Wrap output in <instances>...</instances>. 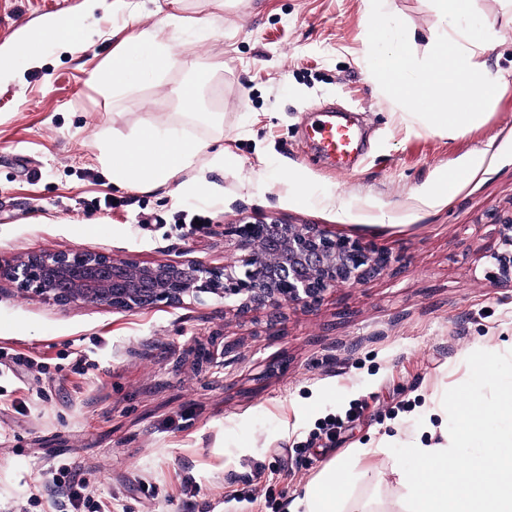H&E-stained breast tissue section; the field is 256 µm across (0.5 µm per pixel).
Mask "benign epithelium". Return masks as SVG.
Wrapping results in <instances>:
<instances>
[{
	"label": "benign epithelium",
	"mask_w": 512,
	"mask_h": 512,
	"mask_svg": "<svg viewBox=\"0 0 512 512\" xmlns=\"http://www.w3.org/2000/svg\"><path fill=\"white\" fill-rule=\"evenodd\" d=\"M242 252L241 264L201 260L143 262L93 249L49 251L0 264V280L28 297L60 306L83 304L136 312L158 303L180 305L210 294L239 318L268 308L313 309L339 287L383 275L391 256L319 224H287L269 215L224 227ZM498 279L512 285V216L499 223Z\"/></svg>",
	"instance_id": "1"
}]
</instances>
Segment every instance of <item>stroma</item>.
<instances>
[{"label": "stroma", "instance_id": "stroma-1", "mask_svg": "<svg viewBox=\"0 0 512 512\" xmlns=\"http://www.w3.org/2000/svg\"><path fill=\"white\" fill-rule=\"evenodd\" d=\"M99 12L97 36L75 51L48 48L41 67L0 82V262L88 248L145 262L237 263L224 227L267 215L389 251L391 270L341 287L315 309H262L237 318L205 295L138 312L27 298L0 283V348L37 357L0 380V512H49L57 458L86 472L110 512H297L333 460L357 473L344 512H403L391 445L428 447L448 428L444 393L469 376L476 350L512 351V288L492 255L512 215V90L483 124L457 136L411 127L364 62L362 0H131ZM501 41L486 56L512 71V23L499 0H474ZM84 0H0V46L23 27L81 13ZM415 30L414 56L438 34L431 0H388ZM187 63L113 85L98 75L127 37L168 15ZM208 79L196 102L218 112L185 120L180 90ZM355 111L364 148L349 168L320 157L323 110ZM183 126L224 165L198 162L170 188L113 185L105 140L137 123ZM489 153L493 164L451 199L418 191ZM113 208H105L104 200ZM206 217L192 233L184 217ZM237 344L220 373L205 353ZM92 367L73 374L75 353ZM342 419L334 437L323 422ZM358 448L370 454L355 459Z\"/></svg>", "mask_w": 512, "mask_h": 512}]
</instances>
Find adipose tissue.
I'll list each match as a JSON object with an SVG mask.
<instances>
[{"label":"adipose tissue","instance_id":"ef3b65f1","mask_svg":"<svg viewBox=\"0 0 512 512\" xmlns=\"http://www.w3.org/2000/svg\"><path fill=\"white\" fill-rule=\"evenodd\" d=\"M363 3L368 22L367 67L411 124L456 137L480 123L485 108L512 88V79L492 72L484 61L501 33L496 21L475 15L473 0H434L440 32L432 61L425 67L415 65V36L388 12L386 0ZM89 37L84 16L47 18L37 29L24 32L10 50L0 51V80L11 77L19 63L37 64L46 47L67 50ZM136 55L155 71L178 63L161 25L139 32L113 55L111 76L130 74ZM205 149L204 142L186 137L174 126L153 122L136 126L128 136L106 144L102 160L115 185L167 188L179 174L194 167ZM350 481L347 466L329 465L320 481L306 488L301 500L304 512H340L339 502Z\"/></svg>","mask_w":512,"mask_h":512}]
</instances>
